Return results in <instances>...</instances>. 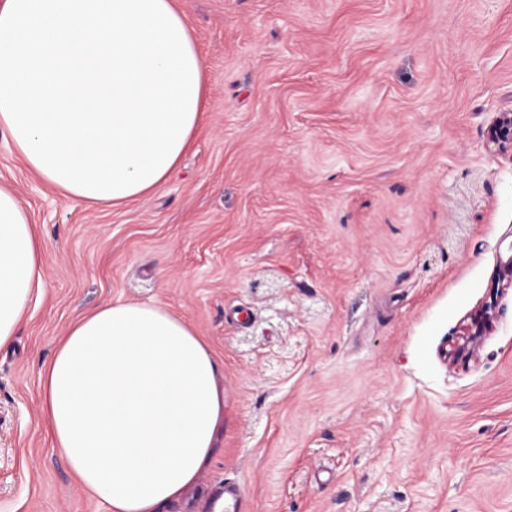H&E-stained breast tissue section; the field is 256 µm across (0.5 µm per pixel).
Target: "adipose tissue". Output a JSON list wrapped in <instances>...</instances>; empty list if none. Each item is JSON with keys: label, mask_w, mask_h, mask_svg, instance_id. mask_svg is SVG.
<instances>
[{"label": "adipose tissue", "mask_w": 512, "mask_h": 512, "mask_svg": "<svg viewBox=\"0 0 512 512\" xmlns=\"http://www.w3.org/2000/svg\"><path fill=\"white\" fill-rule=\"evenodd\" d=\"M206 67L176 0H0V138L63 197L119 208L177 169L205 120ZM45 246L0 186V348L44 287ZM224 365L158 304L73 322L41 373L52 445L108 512H163L224 427Z\"/></svg>", "instance_id": "ef3b65f1"}]
</instances>
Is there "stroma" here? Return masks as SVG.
<instances>
[{
	"label": "stroma",
	"instance_id": "35a3bbf8",
	"mask_svg": "<svg viewBox=\"0 0 512 512\" xmlns=\"http://www.w3.org/2000/svg\"><path fill=\"white\" fill-rule=\"evenodd\" d=\"M205 125L117 209L62 197L0 139L45 245L0 350V512H106L41 414L40 370L110 301L156 303L224 365L193 495L246 512H512V0H176ZM491 306L472 356L441 353ZM249 308L250 323L233 311ZM245 496L241 484L237 482H224V501L211 512H243ZM219 509V510H216Z\"/></svg>",
	"mask_w": 512,
	"mask_h": 512
}]
</instances>
